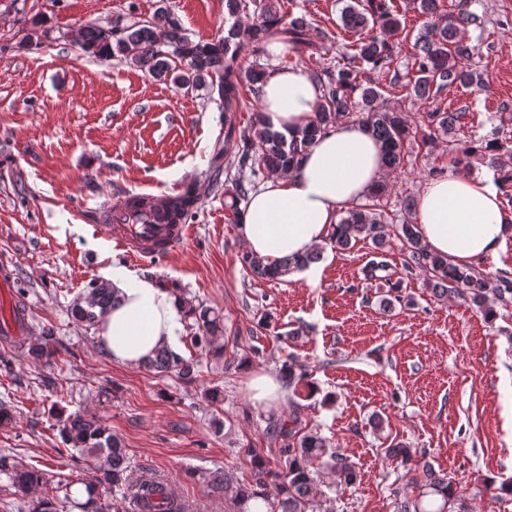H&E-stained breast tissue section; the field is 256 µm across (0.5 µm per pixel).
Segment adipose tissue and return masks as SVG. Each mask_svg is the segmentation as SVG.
<instances>
[{
	"mask_svg": "<svg viewBox=\"0 0 512 512\" xmlns=\"http://www.w3.org/2000/svg\"><path fill=\"white\" fill-rule=\"evenodd\" d=\"M322 91L307 69L272 67L262 88V111L277 130L308 125ZM388 171L379 143L358 123L319 134L302 165L270 175L238 216L249 253L275 261L326 244L341 210L363 203ZM425 243L459 268L497 256L512 237V217L502 209L491 175L458 167L428 179L416 205ZM111 309L98 341L112 361L141 367L154 351L175 345L185 311L183 300L151 279L122 270L107 274Z\"/></svg>",
	"mask_w": 512,
	"mask_h": 512,
	"instance_id": "ef3b65f1",
	"label": "adipose tissue"
}]
</instances>
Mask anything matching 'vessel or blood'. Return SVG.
Returning a JSON list of instances; mask_svg holds the SVG:
<instances>
[{
  "label": "vessel or blood",
  "instance_id": "b4317fda",
  "mask_svg": "<svg viewBox=\"0 0 512 512\" xmlns=\"http://www.w3.org/2000/svg\"><path fill=\"white\" fill-rule=\"evenodd\" d=\"M133 194L118 196L100 213V229L115 247L124 250L135 259L151 260L165 256L185 243L191 234L187 222L170 223L166 209L153 194H143L142 205H135ZM144 212L142 224L128 223L133 212ZM28 323L26 311L11 308L7 318L0 320V334L17 336L23 333Z\"/></svg>",
  "mask_w": 512,
  "mask_h": 512
}]
</instances>
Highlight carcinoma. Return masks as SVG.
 Returning a JSON list of instances; mask_svg holds the SVG:
<instances>
[{
    "mask_svg": "<svg viewBox=\"0 0 512 512\" xmlns=\"http://www.w3.org/2000/svg\"><path fill=\"white\" fill-rule=\"evenodd\" d=\"M471 0H461L457 12H440V0H419L424 23L416 38L414 75L409 79L414 96L429 100L450 85L468 86L482 81L481 74L466 66L477 49L469 36V28L482 29L480 16L470 9ZM227 9L234 22L224 37L212 41H194L186 34L179 19L167 5L158 0L151 17L134 20L125 16L101 24L90 22L79 32L82 52L98 59L122 56L130 63L146 70L152 77L170 81L177 86L205 92V97L216 102L224 113V145L235 144L238 152L227 157L225 170L238 165L237 176L227 178L224 195L231 197L230 207L237 208L255 187L254 178L263 172H287L297 167L315 137L329 128L345 122L364 124L383 149L384 165L396 172L416 160L409 157L404 142L410 131L402 112L384 104L379 76L391 71L397 59L392 36L402 27L399 0H348L341 10L340 31L322 32V40L340 41L336 62L315 69L314 77L322 89V100L313 125L283 133L266 123L263 113L257 112L250 125L243 128L236 123L243 90L260 98L266 68L258 58L266 52L273 38L285 47L313 57L319 45L310 38L308 23L301 17L284 11V0H259L253 19L244 23L241 14L249 9L248 0H227ZM256 58L244 66L243 54ZM433 131L446 134L459 119L457 112H427ZM476 156L486 157L496 168L497 184L503 203L512 206V159L508 144L495 139L470 141L455 156L458 165L467 164ZM388 191V184H376L367 196V203L357 205L341 216L330 237L338 250H345L359 239L371 240L380 250L394 237L405 250L406 267L424 277L426 284L438 296H457L476 306L487 317L495 316L490 298L503 305L512 302V280L479 271L460 270L448 263L444 256L434 253L421 237L418 225L409 222L394 223V218L380 210L376 200ZM197 201L196 187L188 184L170 203L174 220L189 215ZM320 258V250L301 256H287L279 261H268L247 253L243 263L250 273L265 281H282L294 271ZM368 281L389 280L388 265L374 261L364 270ZM112 307V289L95 284L87 295L77 301L71 313L73 318L88 326L100 323L101 317ZM204 333L196 337V344L209 354L224 357V345L215 335L223 329L220 315L209 309H191ZM55 336L47 330L41 343L29 352L37 359L54 355ZM146 366L159 374L175 372L184 379L195 374V363L181 354L162 347L148 358ZM288 386L294 396L312 395L315 387L308 376L296 373L290 365L284 366ZM300 404L291 401L288 418H272L266 430L267 437L281 442L279 455L285 463L273 469L259 454L252 455L255 484L235 487L238 504L260 498L269 501V495L255 486L271 485L278 494L280 512H315L317 496L316 475L327 468L336 478L349 483L354 471L348 458L340 450L327 448L326 440L318 433L302 432ZM61 442L77 449L92 464L93 477L88 482V499L84 512H112L111 503L98 500V489L106 493L126 494L136 485L130 484L128 459L122 441L113 435L98 417L80 411L64 409L53 412ZM0 475L6 476L10 486L23 494L46 481V471L25 466L0 456ZM410 483L419 489L418 495L397 503L400 512H455L457 487L445 474L436 473L424 464L421 473L411 477ZM147 489L143 512H184V506L169 496L165 483L142 478L137 485Z\"/></svg>",
    "mask_w": 512,
    "mask_h": 512,
    "instance_id": "1",
    "label": "carcinoma"
}]
</instances>
